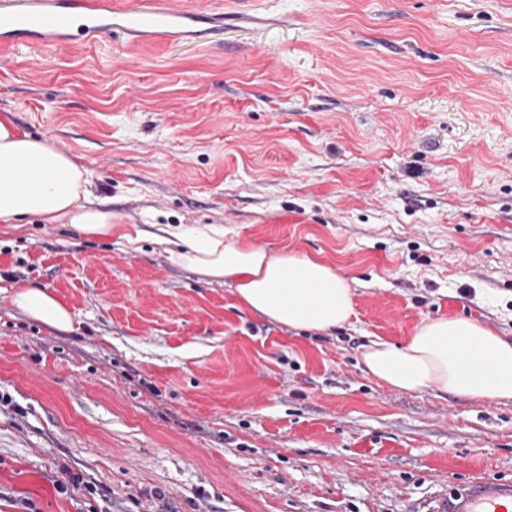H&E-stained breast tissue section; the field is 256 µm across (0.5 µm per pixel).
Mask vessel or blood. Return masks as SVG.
Returning <instances> with one entry per match:
<instances>
[{
	"mask_svg": "<svg viewBox=\"0 0 512 512\" xmlns=\"http://www.w3.org/2000/svg\"><path fill=\"white\" fill-rule=\"evenodd\" d=\"M105 0H0V48L23 37L76 40L107 29L101 13ZM177 15L165 0H142L129 14V26L139 32L173 33ZM431 512H512V478L485 476L449 488Z\"/></svg>",
	"mask_w": 512,
	"mask_h": 512,
	"instance_id": "1",
	"label": "vessel or blood"
}]
</instances>
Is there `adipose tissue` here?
Returning <instances> with one entry per match:
<instances>
[{
    "mask_svg": "<svg viewBox=\"0 0 512 512\" xmlns=\"http://www.w3.org/2000/svg\"><path fill=\"white\" fill-rule=\"evenodd\" d=\"M89 175L70 155L20 134L0 120V223L26 217L66 224L84 237H108L120 222L105 202L87 194ZM170 260L205 281L234 290L242 307L292 329L327 332L354 314L349 281L321 260L273 252L229 234L166 224L154 235ZM16 305L28 316L61 331L70 330L68 308L48 290L24 287ZM369 376L391 390L437 391L471 401H512V339L464 317L428 318L402 345L381 338L362 352Z\"/></svg>",
    "mask_w": 512,
    "mask_h": 512,
    "instance_id": "ef3b65f1",
    "label": "adipose tissue"
}]
</instances>
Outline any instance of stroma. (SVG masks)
<instances>
[{"label": "stroma", "mask_w": 512, "mask_h": 512, "mask_svg": "<svg viewBox=\"0 0 512 512\" xmlns=\"http://www.w3.org/2000/svg\"><path fill=\"white\" fill-rule=\"evenodd\" d=\"M171 3L174 38L113 13L20 39L0 119L121 223L319 257L354 314L291 329L152 242L0 224V512H426L512 478V401L397 392L361 362L427 318L512 338V0ZM22 286L71 329L22 312ZM20 288L15 295V303L24 313L58 330L71 329L70 311L47 289L23 286Z\"/></svg>", "instance_id": "35a3bbf8"}]
</instances>
